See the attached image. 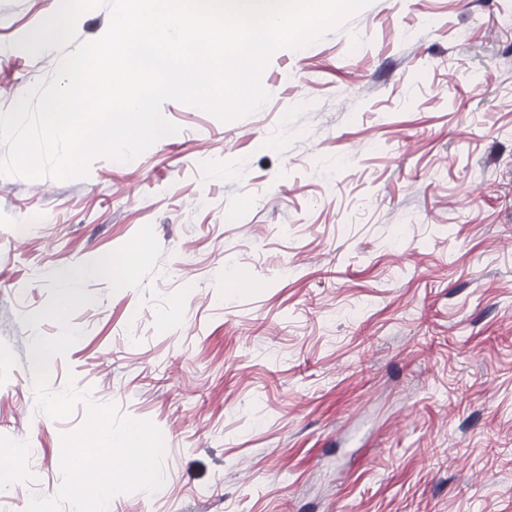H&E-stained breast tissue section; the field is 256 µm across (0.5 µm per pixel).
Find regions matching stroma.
<instances>
[{"label":"stroma","mask_w":512,"mask_h":512,"mask_svg":"<svg viewBox=\"0 0 512 512\" xmlns=\"http://www.w3.org/2000/svg\"><path fill=\"white\" fill-rule=\"evenodd\" d=\"M60 0H0V113L51 78L16 40ZM268 101L179 128L82 178L0 175V512L56 495L63 435L36 403L26 324L56 269L152 226L138 286L94 301L49 364L152 421L158 492L110 512H512V0H373L274 51Z\"/></svg>","instance_id":"35a3bbf8"}]
</instances>
